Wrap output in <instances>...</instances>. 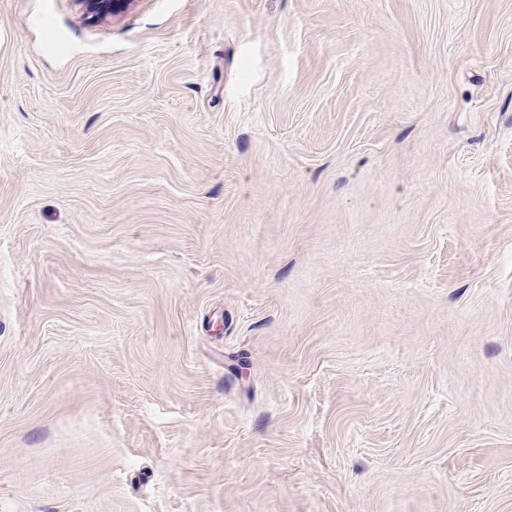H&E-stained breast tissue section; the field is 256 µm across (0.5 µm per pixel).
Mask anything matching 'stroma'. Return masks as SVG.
Wrapping results in <instances>:
<instances>
[{
  "label": "stroma",
  "mask_w": 512,
  "mask_h": 512,
  "mask_svg": "<svg viewBox=\"0 0 512 512\" xmlns=\"http://www.w3.org/2000/svg\"><path fill=\"white\" fill-rule=\"evenodd\" d=\"M0 512H512V0H0ZM85 14L96 21L112 19L118 11L129 6L133 0H77Z\"/></svg>",
  "instance_id": "obj_1"
}]
</instances>
